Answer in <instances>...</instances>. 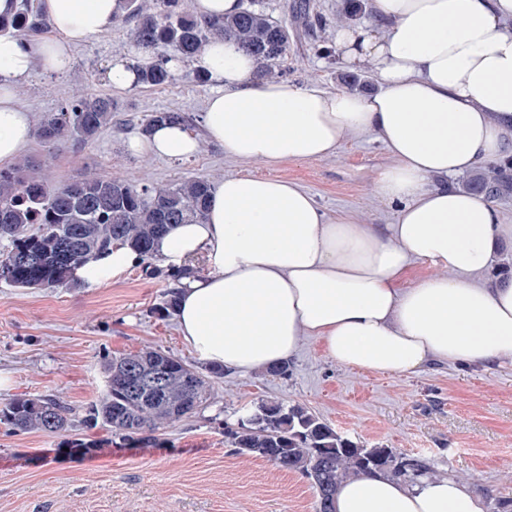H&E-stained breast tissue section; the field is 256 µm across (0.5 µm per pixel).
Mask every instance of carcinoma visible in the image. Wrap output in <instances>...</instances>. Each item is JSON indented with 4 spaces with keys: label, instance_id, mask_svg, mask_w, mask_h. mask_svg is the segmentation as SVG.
Returning <instances> with one entry per match:
<instances>
[{
    "label": "carcinoma",
    "instance_id": "carcinoma-1",
    "mask_svg": "<svg viewBox=\"0 0 512 512\" xmlns=\"http://www.w3.org/2000/svg\"><path fill=\"white\" fill-rule=\"evenodd\" d=\"M135 22L134 42L162 49L157 63L141 72L139 83L164 87L175 80L173 62L186 63L211 40H233L256 64L264 79L283 74L288 56V24L250 4L221 17L185 10L184 0H123ZM48 28L34 0H19L16 13L0 18V32L27 37ZM112 98L82 94L60 112L41 118L35 135L46 143L71 137L86 143L112 121ZM194 128L189 114L157 111L143 122L146 134L159 122ZM460 185L495 201L512 197V159L459 179ZM211 182L191 177L168 187L139 185L89 175L50 185L29 161L0 168V279L15 288H71L80 284L75 269L116 245L139 260L155 257L154 243L174 224L204 222ZM103 394L85 408L81 424L125 441L149 443L168 425L193 418L213 396L224 369L200 368L154 348L107 356L101 364ZM72 409L57 396L19 397L0 403V424L14 433L61 434L72 427ZM224 437L241 456L270 461L311 480L318 512H333L339 487L350 477L381 472L414 480L433 476L426 456L391 448H364L334 429L309 408L263 401L226 424Z\"/></svg>",
    "mask_w": 512,
    "mask_h": 512
}]
</instances>
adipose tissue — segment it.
I'll use <instances>...</instances> for the list:
<instances>
[{
	"label": "adipose tissue",
	"mask_w": 512,
	"mask_h": 512,
	"mask_svg": "<svg viewBox=\"0 0 512 512\" xmlns=\"http://www.w3.org/2000/svg\"><path fill=\"white\" fill-rule=\"evenodd\" d=\"M51 36L0 34V164L30 142L31 116L16 103L34 68L66 72L73 45L112 27L119 0H39ZM373 21L337 27L342 65L372 67L379 89L362 95L259 80L230 41L193 59L212 84L207 136L227 155L278 165L330 156L348 136L372 134L393 162L378 195L398 206L393 223L333 219L298 185L228 176L212 187L207 219L178 224L155 245L179 266L202 255L208 275L184 279L176 319L199 361L252 371L282 362L304 336L336 363L409 374L430 363L512 362V275L479 278L512 236L494 204L450 177L512 155V0H372ZM138 153L183 158L198 139L162 124L132 137ZM138 261L126 247L98 256L74 278L105 282ZM436 274L409 280L416 264ZM336 512H486L453 478L409 482L354 476Z\"/></svg>",
	"instance_id": "1"
}]
</instances>
